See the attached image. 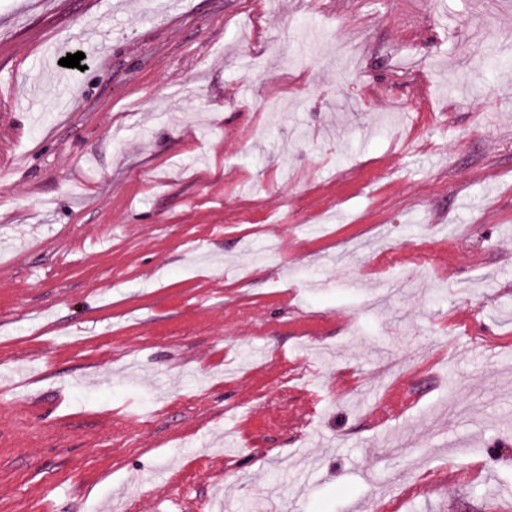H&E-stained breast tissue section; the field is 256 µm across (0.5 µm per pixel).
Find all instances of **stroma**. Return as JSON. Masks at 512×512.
Listing matches in <instances>:
<instances>
[{
	"label": "stroma",
	"instance_id": "stroma-1",
	"mask_svg": "<svg viewBox=\"0 0 512 512\" xmlns=\"http://www.w3.org/2000/svg\"><path fill=\"white\" fill-rule=\"evenodd\" d=\"M1 373L0 512H512V0H0Z\"/></svg>",
	"mask_w": 512,
	"mask_h": 512
}]
</instances>
